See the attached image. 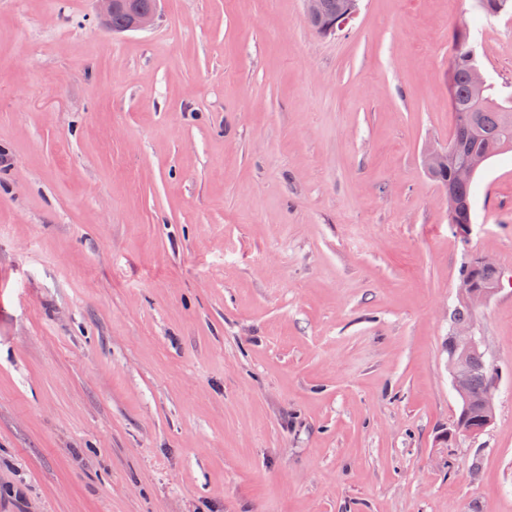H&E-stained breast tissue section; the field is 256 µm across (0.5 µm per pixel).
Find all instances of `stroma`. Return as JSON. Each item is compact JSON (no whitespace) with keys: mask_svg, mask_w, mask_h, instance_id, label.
<instances>
[{"mask_svg":"<svg viewBox=\"0 0 512 512\" xmlns=\"http://www.w3.org/2000/svg\"><path fill=\"white\" fill-rule=\"evenodd\" d=\"M465 30L512 94V16L360 0H0V512H512V151L471 232L426 172ZM500 374L451 438L461 268ZM161 0H149L145 6H135L129 0H97L99 2L100 16L103 24L112 30H117L124 25V15L116 13L120 8L127 6L128 14L125 25L120 32L139 31L149 28L158 16L159 2ZM112 20V25H111ZM331 5L336 8V4L341 0H328ZM326 0H303L306 9V16L308 19L316 22L319 27V34L330 35L335 34L341 30L350 19H352L358 10L359 0H344L341 1V6L336 15L328 16ZM476 262L481 267L495 269L497 278L494 280L496 274L491 270L480 274L476 280L479 285H487L494 280L489 288H484L481 291L474 290L467 278H461L459 285V302L468 304L472 309L488 303L498 292L500 286V275L495 263L489 258L482 256H479Z\"/></svg>","mask_w":512,"mask_h":512,"instance_id":"stroma-1","label":"stroma"}]
</instances>
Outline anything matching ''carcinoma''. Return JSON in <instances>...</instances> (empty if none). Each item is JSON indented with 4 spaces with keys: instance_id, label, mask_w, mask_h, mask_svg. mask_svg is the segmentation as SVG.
Returning a JSON list of instances; mask_svg holds the SVG:
<instances>
[{
    "instance_id": "obj_1",
    "label": "carcinoma",
    "mask_w": 512,
    "mask_h": 512,
    "mask_svg": "<svg viewBox=\"0 0 512 512\" xmlns=\"http://www.w3.org/2000/svg\"><path fill=\"white\" fill-rule=\"evenodd\" d=\"M475 7L486 15H498L512 10V0H475ZM477 65L475 50L465 36H459L453 60L450 99L456 117L451 141L460 144V149L454 152L446 170L436 181L448 185V193L455 202L454 214L449 221L460 229L471 223L473 180L458 179L457 169L475 157L482 156L488 160L505 151L503 142H512V97L495 96L490 85L484 89L476 88L472 81V68ZM469 384L470 393L476 398L483 394L487 385L484 357L479 353L471 360Z\"/></svg>"
}]
</instances>
